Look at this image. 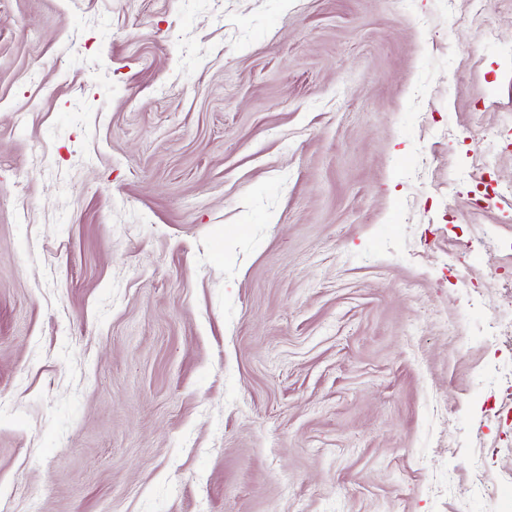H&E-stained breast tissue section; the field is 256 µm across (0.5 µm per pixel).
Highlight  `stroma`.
<instances>
[{
  "label": "stroma",
  "instance_id": "obj_1",
  "mask_svg": "<svg viewBox=\"0 0 512 512\" xmlns=\"http://www.w3.org/2000/svg\"><path fill=\"white\" fill-rule=\"evenodd\" d=\"M507 114L512 0H0V512H512Z\"/></svg>",
  "mask_w": 512,
  "mask_h": 512
}]
</instances>
